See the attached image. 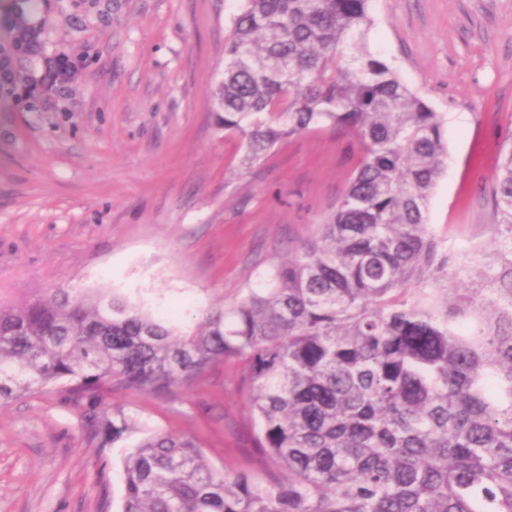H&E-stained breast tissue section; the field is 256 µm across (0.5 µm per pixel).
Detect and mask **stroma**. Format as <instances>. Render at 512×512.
<instances>
[{
	"label": "stroma",
	"mask_w": 512,
	"mask_h": 512,
	"mask_svg": "<svg viewBox=\"0 0 512 512\" xmlns=\"http://www.w3.org/2000/svg\"><path fill=\"white\" fill-rule=\"evenodd\" d=\"M39 31L0 87V299L110 288L176 327L259 287L334 210L360 154L327 127L244 168L213 90L239 0H0V48L18 7ZM370 40L445 113L448 168L432 229L483 240L482 193L512 140V0H374ZM78 77L59 90L47 61ZM227 362L175 395L118 393L147 428L187 435L218 469L265 477L246 450L251 420ZM87 403L67 386L0 405V512H121L133 433L99 450Z\"/></svg>",
	"instance_id": "1"
}]
</instances>
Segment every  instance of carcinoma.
Masks as SVG:
<instances>
[{
  "label": "carcinoma",
  "mask_w": 512,
  "mask_h": 512,
  "mask_svg": "<svg viewBox=\"0 0 512 512\" xmlns=\"http://www.w3.org/2000/svg\"><path fill=\"white\" fill-rule=\"evenodd\" d=\"M373 0H242L216 92L241 166L322 126L362 157L327 220L259 288L186 330L109 291L0 301V401L64 382L98 447L140 429L97 408L164 397L241 366L250 450L287 473L203 463L150 431L122 465L121 512H512V146L498 156L489 241L430 228L446 116L370 43ZM39 33L19 10L13 50Z\"/></svg>",
  "instance_id": "1"
}]
</instances>
